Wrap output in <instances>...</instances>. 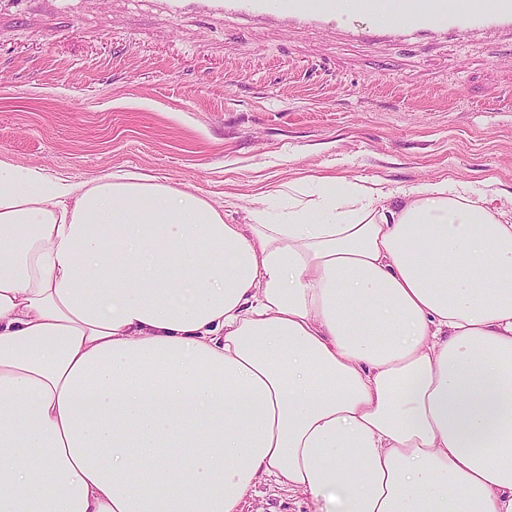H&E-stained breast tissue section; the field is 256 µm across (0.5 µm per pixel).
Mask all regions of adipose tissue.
Masks as SVG:
<instances>
[{
	"mask_svg": "<svg viewBox=\"0 0 512 512\" xmlns=\"http://www.w3.org/2000/svg\"><path fill=\"white\" fill-rule=\"evenodd\" d=\"M214 205L0 160V512H512V215L310 175ZM240 512H318V505L298 489L278 484L274 477L262 479L240 505Z\"/></svg>",
	"mask_w": 512,
	"mask_h": 512,
	"instance_id": "ef3b65f1",
	"label": "adipose tissue"
}]
</instances>
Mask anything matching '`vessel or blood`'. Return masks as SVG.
<instances>
[{
	"label": "vessel or blood",
	"instance_id": "1",
	"mask_svg": "<svg viewBox=\"0 0 512 512\" xmlns=\"http://www.w3.org/2000/svg\"><path fill=\"white\" fill-rule=\"evenodd\" d=\"M170 14L245 16L298 27L340 28L351 37L422 40L461 31H512V0H165Z\"/></svg>",
	"mask_w": 512,
	"mask_h": 512
}]
</instances>
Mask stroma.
Instances as JSON below:
<instances>
[{"label": "stroma", "instance_id": "35a3bbf8", "mask_svg": "<svg viewBox=\"0 0 512 512\" xmlns=\"http://www.w3.org/2000/svg\"><path fill=\"white\" fill-rule=\"evenodd\" d=\"M0 159L118 170L212 203L312 174L492 184L512 210V35L363 43L168 16L162 0H0ZM240 512H318L262 479Z\"/></svg>", "mask_w": 512, "mask_h": 512}]
</instances>
